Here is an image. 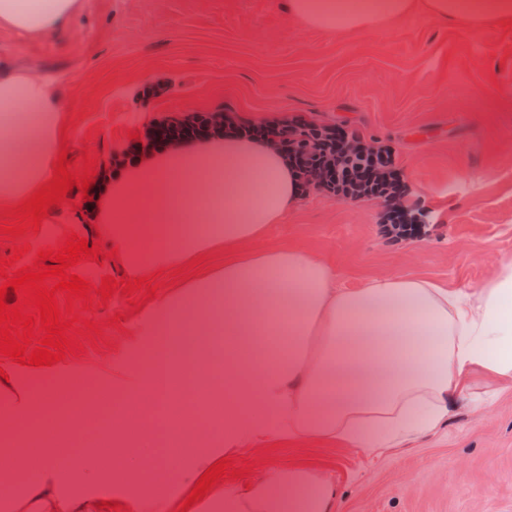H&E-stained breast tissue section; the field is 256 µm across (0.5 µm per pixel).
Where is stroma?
<instances>
[{
  "instance_id": "stroma-1",
  "label": "stroma",
  "mask_w": 512,
  "mask_h": 512,
  "mask_svg": "<svg viewBox=\"0 0 512 512\" xmlns=\"http://www.w3.org/2000/svg\"><path fill=\"white\" fill-rule=\"evenodd\" d=\"M287 0H85L68 29L40 39L0 30V65L56 80L73 159L106 167L147 126L185 112L223 108L256 123L304 117L348 119L389 147L408 201L424 210V236L394 244L375 200L343 202L307 191L259 246L298 248L327 264L341 288L386 276H418L453 289L479 287L496 262L512 261V20L474 26L410 14L383 27L312 28L288 18ZM38 232L0 240V256L30 250L15 268L68 234L95 240L93 212L72 190ZM215 251L163 270L158 294L223 267ZM114 293L107 305L74 311L98 322L95 339L59 366L85 379L96 401L102 370L118 363L141 319ZM492 401L485 412L474 398ZM245 490L274 468L319 471L340 492L336 512H512V388L481 374L440 432L382 455L330 440L275 438L234 453Z\"/></svg>"
}]
</instances>
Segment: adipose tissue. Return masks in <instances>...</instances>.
Masks as SVG:
<instances>
[{
    "label": "adipose tissue",
    "instance_id": "adipose-tissue-1",
    "mask_svg": "<svg viewBox=\"0 0 512 512\" xmlns=\"http://www.w3.org/2000/svg\"><path fill=\"white\" fill-rule=\"evenodd\" d=\"M84 0H0V28L31 38L66 29ZM474 23L512 19V0H288L289 15L326 30L381 26L413 11ZM67 118L56 82L0 68V203L29 199L53 177ZM301 195L297 174L260 139L180 143L146 154L112 178L95 218L102 242L141 274L224 248L222 268L153 303L101 388L135 401L116 416L112 465L76 445L73 431L32 463L18 438L67 413V395L38 400L0 378V459L23 479L0 512H161L225 453L274 436L332 439L374 455L438 431L474 373L512 382V261L483 285L451 290L384 277L349 289L304 250H250ZM224 378V436L198 446L192 408L158 418V398ZM325 475L277 470L245 493L213 488L205 512H334Z\"/></svg>",
    "mask_w": 512,
    "mask_h": 512
}]
</instances>
